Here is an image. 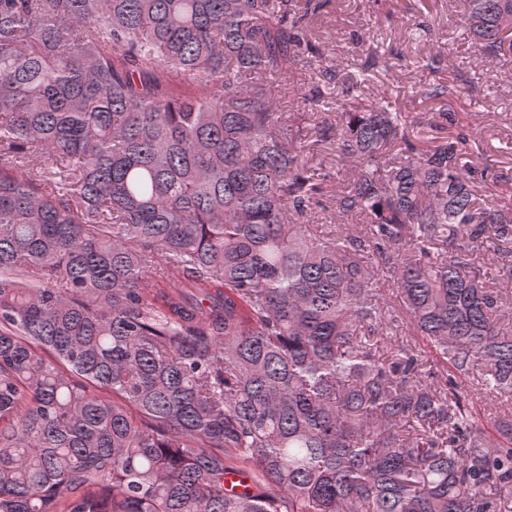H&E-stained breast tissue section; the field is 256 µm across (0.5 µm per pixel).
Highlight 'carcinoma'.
I'll return each mask as SVG.
<instances>
[{"label": "carcinoma", "instance_id": "carcinoma-1", "mask_svg": "<svg viewBox=\"0 0 512 512\" xmlns=\"http://www.w3.org/2000/svg\"><path fill=\"white\" fill-rule=\"evenodd\" d=\"M287 2L0 0V512H512L488 493L512 407L490 448L461 387L512 394L474 259L512 251V208L478 194L469 124L421 147L386 100L343 106L372 56L301 95L336 125L291 133L269 84L322 57L332 0ZM464 2L512 56V0ZM306 134L336 136L345 186ZM330 209L360 224L324 233ZM381 272L433 385L385 343Z\"/></svg>", "mask_w": 512, "mask_h": 512}]
</instances>
